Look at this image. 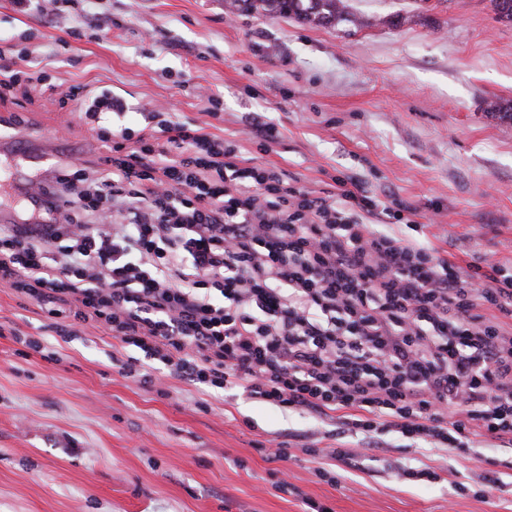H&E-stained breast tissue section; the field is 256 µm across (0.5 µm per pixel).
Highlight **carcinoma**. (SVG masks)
Here are the masks:
<instances>
[{"label":"carcinoma","instance_id":"obj_1","mask_svg":"<svg viewBox=\"0 0 512 512\" xmlns=\"http://www.w3.org/2000/svg\"><path fill=\"white\" fill-rule=\"evenodd\" d=\"M240 13H264L295 18L316 27H334L347 13L345 0H224Z\"/></svg>","mask_w":512,"mask_h":512}]
</instances>
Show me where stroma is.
<instances>
[{
  "label": "stroma",
  "mask_w": 512,
  "mask_h": 512,
  "mask_svg": "<svg viewBox=\"0 0 512 512\" xmlns=\"http://www.w3.org/2000/svg\"><path fill=\"white\" fill-rule=\"evenodd\" d=\"M348 4L353 21L324 28L232 14L224 0H98L91 16L77 0H0V37L54 83L122 98L124 127L164 106L309 188L344 174L395 195L460 266L512 264V121L489 109L512 103V24L489 0ZM12 112L35 147L78 148L81 163L102 152L58 95L18 88L0 101V116ZM254 113L279 130L263 154L246 127ZM126 355L89 326L58 335L35 302L0 287V512H303L307 498L333 512H512V445L478 436L451 456L392 434L372 459L330 418L210 395L161 369L144 385L121 373ZM310 445L347 448L357 463H337L328 484ZM426 466L436 482L402 476ZM491 467L503 490L475 496ZM283 478L291 492L276 490Z\"/></svg>",
  "instance_id": "1"
}]
</instances>
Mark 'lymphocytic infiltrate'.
Returning <instances> with one entry per match:
<instances>
[{"label":"lymphocytic infiltrate","mask_w":512,"mask_h":512,"mask_svg":"<svg viewBox=\"0 0 512 512\" xmlns=\"http://www.w3.org/2000/svg\"><path fill=\"white\" fill-rule=\"evenodd\" d=\"M0 48V95L40 84ZM111 152L94 166L17 171L22 207L0 217V286L36 301L58 335L99 329L174 378L299 413L339 418L365 448L386 435L457 455L512 437V266L462 268L386 232L412 206L335 177L328 195L236 140L73 85Z\"/></svg>","instance_id":"lymphocytic-infiltrate-1"}]
</instances>
